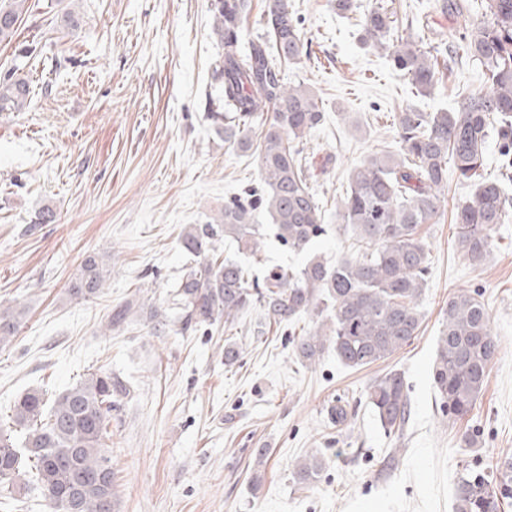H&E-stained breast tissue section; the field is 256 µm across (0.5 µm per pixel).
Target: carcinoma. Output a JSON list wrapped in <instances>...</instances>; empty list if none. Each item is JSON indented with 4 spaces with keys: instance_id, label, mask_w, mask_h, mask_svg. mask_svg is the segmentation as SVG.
Listing matches in <instances>:
<instances>
[{
    "instance_id": "obj_1",
    "label": "carcinoma",
    "mask_w": 512,
    "mask_h": 512,
    "mask_svg": "<svg viewBox=\"0 0 512 512\" xmlns=\"http://www.w3.org/2000/svg\"><path fill=\"white\" fill-rule=\"evenodd\" d=\"M483 19L462 18L449 30L448 42L423 47L391 42L395 18L378 6L361 18L364 42L387 51L393 67L417 92L439 81L438 57L452 47L485 67L486 91L462 94L446 112L397 113V149L372 155L349 174V190L336 207L337 220L352 234L356 254L331 262L311 256L298 270L274 268L260 280L264 237L270 233L297 252H305L325 232L320 199L308 182L304 140L323 125L325 113L305 85L284 81L273 58L288 63L311 60L290 0H268L263 36L245 46L242 25L252 0H212L214 33L222 48L213 77L221 87L212 119L228 146L255 150L260 181L204 224L183 229L181 247L189 264L171 291L182 329L224 324L259 308L268 322L293 323L313 318V328L293 339L297 359L313 364L327 350L347 367L363 368L385 360L418 335L423 315L419 301L429 275L420 227L436 223L438 204L448 185V169L474 186L454 210L456 247L472 263H482L491 248V232L512 221V0H484ZM29 10L28 0H0V44H9ZM15 64L0 72V115L23 112L31 84ZM271 115L264 116L266 110ZM499 145L498 177L485 174L490 139ZM265 210L269 224L254 223ZM230 238L245 259L221 258L219 244ZM110 277L108 260L88 256L70 281L74 301L97 298ZM25 310L0 303V347L17 335ZM500 342L477 291L461 289L448 298L433 364V383L443 416L462 419L484 391ZM241 349L224 338V366L239 362ZM127 383L110 371L94 370L53 401L32 389L14 400L10 424L0 425V487L40 492L53 512H112V458L103 440L112 410L127 397ZM367 404L384 433L398 435L411 414L404 376L390 371L366 391ZM349 402L338 398L327 407L332 424L349 419ZM249 483L261 486L266 451L257 449ZM324 457L297 462L293 479L318 481ZM512 498V457L491 470L463 467L455 490V512H502Z\"/></svg>"
}]
</instances>
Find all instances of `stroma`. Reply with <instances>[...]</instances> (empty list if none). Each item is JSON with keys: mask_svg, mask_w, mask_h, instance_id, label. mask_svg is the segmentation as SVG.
<instances>
[{"mask_svg": "<svg viewBox=\"0 0 512 512\" xmlns=\"http://www.w3.org/2000/svg\"><path fill=\"white\" fill-rule=\"evenodd\" d=\"M15 45L0 44V71L16 44L41 47L27 66L30 107L0 116V302L27 316L0 349V421L15 398L59 392L84 373L123 378L130 394L112 413V512H454L458 470L512 456V223L497 225L490 255L471 264L456 248L452 213L470 189L449 175L437 223L422 226L431 275L419 335L388 360L352 369L328 351L302 365L296 327L267 324L260 309L237 318L239 363L224 365L223 328L158 327L170 286L187 262L179 236L206 223L259 180L255 153L228 148L208 112L218 95L213 66L221 50L209 0H83L79 27L59 29L60 0H29ZM450 0H357L349 17L335 0H294L302 34L318 63L283 66L286 82L311 86L326 121L307 138L310 183L330 230L316 253L336 259L353 240L336 224L350 170L394 149L395 116L452 109L463 92L484 89L480 64L442 56L431 94H417L384 52L362 39L361 13L394 12L396 34L437 43L456 27ZM413 26H406V18ZM67 58L64 68L56 59ZM51 208L56 220L34 223ZM107 255L111 277L99 298L78 303L66 286L90 254ZM478 290L501 351L471 414L444 420L432 365L450 294ZM142 307L121 331L111 310L131 298ZM391 370L405 377L411 415L387 436L366 402L369 384ZM354 412L329 423L336 397ZM477 434L480 447L461 437ZM269 451L260 490L247 467ZM327 460L319 482L296 484L295 462Z\"/></svg>", "mask_w": 512, "mask_h": 512, "instance_id": "stroma-1", "label": "stroma"}]
</instances>
